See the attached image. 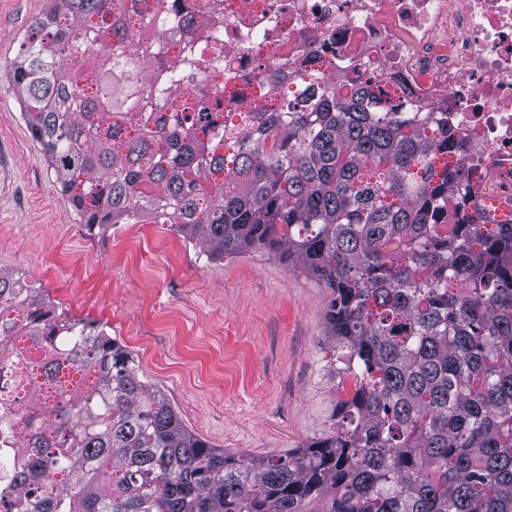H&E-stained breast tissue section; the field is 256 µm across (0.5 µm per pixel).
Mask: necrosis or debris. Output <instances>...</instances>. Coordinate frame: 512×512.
<instances>
[{
  "label": "necrosis or debris",
  "instance_id": "4bbe7bcc",
  "mask_svg": "<svg viewBox=\"0 0 512 512\" xmlns=\"http://www.w3.org/2000/svg\"><path fill=\"white\" fill-rule=\"evenodd\" d=\"M204 3L201 23L183 31L178 6ZM134 31L167 66L180 64L185 41L207 55L223 47L224 69L187 75L189 96L284 55L332 63L355 84L382 80L405 111L447 114L453 134L466 137L461 166L483 157L494 172L489 195L512 202V0H167L166 25L145 13ZM30 390L11 425L0 426V512L24 498L14 445L51 394L35 383Z\"/></svg>",
  "mask_w": 512,
  "mask_h": 512
}]
</instances>
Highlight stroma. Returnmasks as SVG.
<instances>
[{
    "label": "stroma",
    "mask_w": 512,
    "mask_h": 512,
    "mask_svg": "<svg viewBox=\"0 0 512 512\" xmlns=\"http://www.w3.org/2000/svg\"><path fill=\"white\" fill-rule=\"evenodd\" d=\"M47 0H0V271L104 324L186 426L255 457L329 431L352 392L330 359L329 291L277 258L211 260L167 224L89 230L22 116L10 74Z\"/></svg>",
    "instance_id": "35a3bbf8"
}]
</instances>
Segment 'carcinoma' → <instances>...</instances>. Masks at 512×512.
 <instances>
[{
    "instance_id": "cac0c4a2",
    "label": "carcinoma",
    "mask_w": 512,
    "mask_h": 512,
    "mask_svg": "<svg viewBox=\"0 0 512 512\" xmlns=\"http://www.w3.org/2000/svg\"><path fill=\"white\" fill-rule=\"evenodd\" d=\"M141 0H50L12 70L22 115L83 223H169L214 259L272 255L330 290L336 427L254 458L190 430L131 352L0 272V343L44 352L61 399L17 441L35 512H512V221L453 160L448 120L284 61L246 97L131 37ZM109 41L96 76L77 41ZM80 493L72 496L69 489Z\"/></svg>"
}]
</instances>
